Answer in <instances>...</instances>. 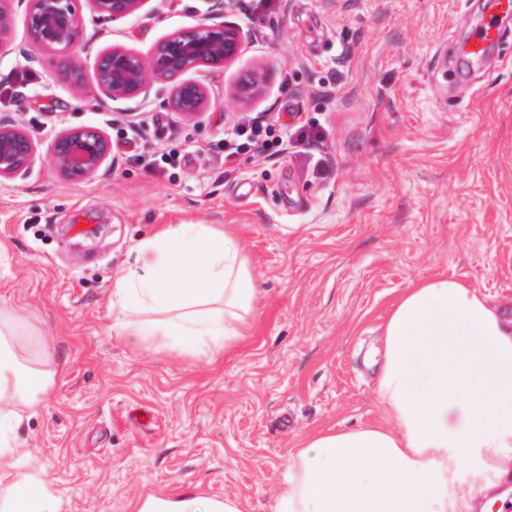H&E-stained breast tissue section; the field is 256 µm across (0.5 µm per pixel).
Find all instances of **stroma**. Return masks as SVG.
<instances>
[{
  "label": "stroma",
  "mask_w": 512,
  "mask_h": 512,
  "mask_svg": "<svg viewBox=\"0 0 512 512\" xmlns=\"http://www.w3.org/2000/svg\"><path fill=\"white\" fill-rule=\"evenodd\" d=\"M240 3L146 0L112 20L76 0L65 55L33 47L29 0L10 4L0 84L30 79L0 96V124L41 157L0 181V307L50 339L59 373L39 402L0 403V471L38 483L43 512H137L188 490L272 512L310 435L384 424L369 353L407 288L453 278L512 313V25L470 71L448 48L480 0H281L247 28ZM206 16L245 43L225 66L186 72L204 91L194 117L171 107L170 81L119 102L97 87L103 51L148 52ZM245 113L325 137L308 156L245 144L225 162L224 129ZM76 128L110 143L80 181L47 154ZM171 224L224 232L254 275V311L219 349L112 331L114 277Z\"/></svg>",
  "instance_id": "1"
}]
</instances>
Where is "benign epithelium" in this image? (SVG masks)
<instances>
[{"label":"benign epithelium","instance_id":"1","mask_svg":"<svg viewBox=\"0 0 512 512\" xmlns=\"http://www.w3.org/2000/svg\"><path fill=\"white\" fill-rule=\"evenodd\" d=\"M144 0H88L90 8L114 19L128 17L141 8ZM26 23L35 45L68 49L74 41L77 13L74 0H31ZM243 45V32L237 27L214 23L205 17L195 27L177 32L150 54L112 47L101 59L109 60L103 71L95 67L97 87L112 100H123L141 93L151 81L172 80L205 63L232 62ZM202 88L191 81L175 85L173 103L187 115L199 112ZM110 153L106 137L93 129H74L55 142L51 160L67 177L84 179L93 174ZM39 155L37 145L20 129L0 126V181L27 173Z\"/></svg>","mask_w":512,"mask_h":512}]
</instances>
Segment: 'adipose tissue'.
<instances>
[{
  "label": "adipose tissue",
  "mask_w": 512,
  "mask_h": 512,
  "mask_svg": "<svg viewBox=\"0 0 512 512\" xmlns=\"http://www.w3.org/2000/svg\"><path fill=\"white\" fill-rule=\"evenodd\" d=\"M118 275L112 329L198 353L240 335L258 295L240 246L207 224H177L136 247ZM50 341L0 308V402L53 391ZM376 393L386 423L312 436L274 512H472L512 474V320L448 277L407 289L383 333ZM138 512H241L232 498L144 500Z\"/></svg>",
  "instance_id": "1"
}]
</instances>
